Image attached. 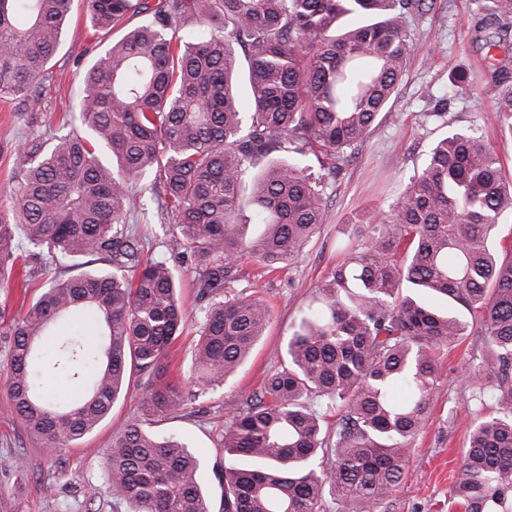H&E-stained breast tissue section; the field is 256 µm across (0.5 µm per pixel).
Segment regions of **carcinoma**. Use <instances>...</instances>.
<instances>
[{
	"instance_id": "obj_1",
	"label": "carcinoma",
	"mask_w": 512,
	"mask_h": 512,
	"mask_svg": "<svg viewBox=\"0 0 512 512\" xmlns=\"http://www.w3.org/2000/svg\"><path fill=\"white\" fill-rule=\"evenodd\" d=\"M74 0H0V98L33 111ZM488 49L512 38V0H479ZM434 0H83L94 28L124 29L83 73L64 133L15 153L0 212V281L56 276L0 323L5 385L25 428L49 448L96 429L131 389L146 420L200 393L167 378L187 326L168 258H143L131 224L150 186L169 221L163 247L189 256L207 300L193 367L224 385L270 322L256 298L223 300L244 253L289 264L325 223L322 178L336 174L389 114L414 49L410 20ZM140 17L143 23L124 28ZM209 29L198 42L193 28ZM512 135V89L495 102ZM313 155L314 174L301 163ZM262 168L246 186L258 163ZM512 186L478 138L437 141L381 224H361L347 258L289 329L285 356L224 425L223 512H378L397 484L441 373L440 352L469 332L479 405L451 503L512 512V244L497 241ZM264 231L247 241L243 222ZM95 256L105 268L81 270ZM464 308L466 319L456 312ZM56 337L51 352L44 340ZM49 400L40 376L80 380ZM336 419L333 427L326 420ZM105 492L130 512H211L200 457L137 422L112 437Z\"/></svg>"
}]
</instances>
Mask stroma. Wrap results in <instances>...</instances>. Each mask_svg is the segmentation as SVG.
<instances>
[{"instance_id": "1", "label": "stroma", "mask_w": 512, "mask_h": 512, "mask_svg": "<svg viewBox=\"0 0 512 512\" xmlns=\"http://www.w3.org/2000/svg\"><path fill=\"white\" fill-rule=\"evenodd\" d=\"M483 18L475 0H435L428 14L411 21L416 49L391 105L395 117L378 118L349 164L325 179L326 223L283 269L270 270L247 254L235 264L224 295L229 298L242 293L263 301L271 312L265 336L224 387L208 391L155 426L162 435L188 440L201 458V481L212 512H221V488L214 475L216 466L224 462L218 438L243 398L258 391L267 375L279 368L289 326L298 310L344 261L337 240L351 237L357 220L378 222L386 217L408 178L424 167L435 142L451 132L480 137L512 182V138L501 135L494 109L498 87L476 78L458 94L448 93V75L456 67L477 74L486 70L494 56L512 71V45L488 53L481 31ZM109 41V36L91 28L83 7L74 8L48 74L36 86L38 112L0 100V207L15 184V148L24 142L44 141L77 111L82 73ZM441 99L447 105L443 117L437 118L433 111ZM180 299L189 325L172 345L168 375L183 378L191 390L195 387L192 350L196 322L205 304L197 297L194 274L187 264L180 267ZM483 353L484 343L474 335L462 337L454 348L443 352L442 374L426 422L409 443L401 480L379 512H460L451 505L449 490L480 411L471 399L464 371ZM139 418V397L132 391L115 403L109 417L81 442L51 450L26 430L0 383V512H125L104 493L105 450L114 434Z\"/></svg>"}]
</instances>
